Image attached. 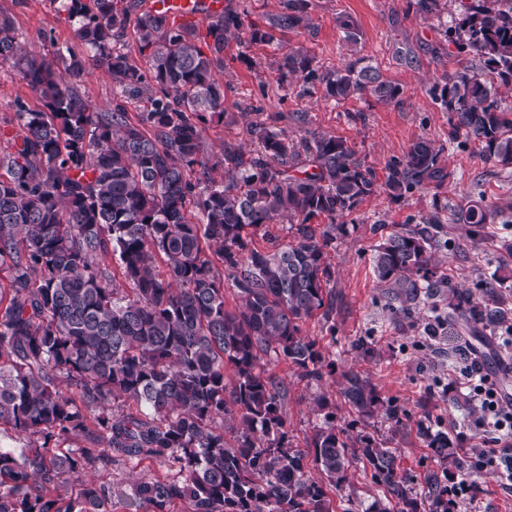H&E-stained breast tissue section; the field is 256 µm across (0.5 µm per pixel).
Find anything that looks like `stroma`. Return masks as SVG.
<instances>
[{
  "mask_svg": "<svg viewBox=\"0 0 512 512\" xmlns=\"http://www.w3.org/2000/svg\"><path fill=\"white\" fill-rule=\"evenodd\" d=\"M418 0H310L311 16L317 26L315 36L287 33L291 46H304L318 61L339 65L345 58L341 32L336 19L350 15L360 29L362 55L371 57L384 73L400 85L399 101L384 105L373 98L338 104L324 99L320 89L296 97L277 82L280 51L268 45L241 47L229 45L224 50L223 78L228 83L224 109L231 116L222 124L207 125L203 144L207 151H218L227 142L250 146L243 119L237 118L236 104L251 101L262 116L272 117L275 128L302 137L311 132H326L343 137L352 145L358 159L373 168L377 178H384L390 160L402 157L410 144L424 137L442 146L443 160L451 178L441 189H415L399 197L381 192L363 202L353 224L337 238L330 252L335 268L331 288L336 309L330 319L315 316L302 325L305 336L315 339L327 360L337 371L351 368L365 371L393 406L404 409L402 421L384 416L362 424L349 414L344 404L336 406V424L349 435L369 428L397 455L398 475L422 480L437 469L432 452L416 434L420 417H428L434 429L448 432L460 442L464 453H471L482 434L472 424L470 395L463 387H449L437 366L443 357L453 356L458 346L469 347L483 371L503 394L512 393V354L499 345L497 336H477L462 324L444 326L437 338H429L424 328L431 316L447 317L448 291H428L420 306L411 313L400 311L390 288L379 283L371 270L373 249L399 225H418L435 205L458 200L461 196L483 198L486 204L512 216V173L485 162L473 146H450L449 114L430 96L434 82L453 74L461 64L472 62L471 54L458 51L445 32L457 19V0H440L436 13L420 11ZM0 12L9 15L23 44L41 54H53L58 48L75 44V25L62 8V0H0ZM81 95L99 108L113 102L125 105L131 118L148 111L147 97H130L110 76L93 69L79 85ZM362 111L363 120L346 119V111ZM442 224L448 237L459 243V250L439 249L436 257L441 272L450 274L457 287L470 288L491 276L496 267L501 238L512 239V229L501 223L486 225L477 245L467 242V225L457 223L450 213H443ZM371 344L373 358H361L356 346ZM271 368L288 389L284 412L288 431L295 446L305 444L311 428L321 423L315 413L313 398L320 392L337 395L332 381L305 382L284 362ZM173 471L155 459L119 460L108 467L87 470V479L105 486L114 501L130 502L131 512H152L147 505L131 502L132 481L166 479ZM479 492L474 499L460 502L459 512H512V488L504 486L491 467H481L469 475ZM383 495L382 488L364 470L361 462H352L349 479L342 490H328L332 512H365Z\"/></svg>",
  "mask_w": 512,
  "mask_h": 512,
  "instance_id": "35a3bbf8",
  "label": "stroma"
}]
</instances>
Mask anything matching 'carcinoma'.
Segmentation results:
<instances>
[{
  "instance_id": "carcinoma-1",
  "label": "carcinoma",
  "mask_w": 512,
  "mask_h": 512,
  "mask_svg": "<svg viewBox=\"0 0 512 512\" xmlns=\"http://www.w3.org/2000/svg\"><path fill=\"white\" fill-rule=\"evenodd\" d=\"M279 4L264 27L223 9L203 34L161 13L133 19L126 0H63L78 44L51 58L29 50L0 15V65L43 106L16 102L8 121L16 132L0 146V267L11 271L9 287H0V427L28 438L0 448V512H112L101 485L81 483L68 497L57 490L87 468L145 457L176 468L164 481L133 485L135 499L155 512L177 500L193 512H332L311 470L339 489L353 459L383 488L366 512H457L452 486L465 460L443 431L418 426L439 464L425 476L423 497L411 478L398 476L384 441L364 431L351 439L336 428V403L326 392L314 398L323 421L306 449L290 442L286 388L268 358L313 381L332 369L301 325L336 309L328 250L347 218L381 189L393 197L439 189L450 173L442 149L419 138L387 165L380 185L347 140L329 133L297 139L259 120L247 124L256 152L232 143L205 151L203 125L225 116L224 47L314 34L310 0ZM338 22L354 59L324 67L307 48L292 47L278 62V82L298 86L299 97L318 85L338 104L397 101L401 87L358 55L357 23L348 15ZM450 34L478 58L480 71L465 66L430 88L450 113L449 138L511 169L512 113L497 96L498 84H512V0H461ZM84 48L120 86L138 85L147 95L150 109L138 122L119 102L103 112L80 95ZM457 216L471 226L474 244L497 212L471 199ZM318 218L327 224L313 223ZM270 224L288 225L289 241L254 246L253 236ZM440 230L435 215L389 233L374 248L376 280L393 289L403 312L425 291L446 288L448 319L475 333L507 324L496 289L512 281V240L500 241L491 279L459 288L438 270L435 252L452 246ZM114 255L130 295L119 293L106 265ZM226 275L240 299L233 309L224 300ZM62 381L79 389L81 403L62 392ZM338 393L365 423L381 412L398 417L352 368ZM127 404L136 412L117 413ZM71 435L84 446L49 447ZM35 436L41 443L29 441Z\"/></svg>"
}]
</instances>
